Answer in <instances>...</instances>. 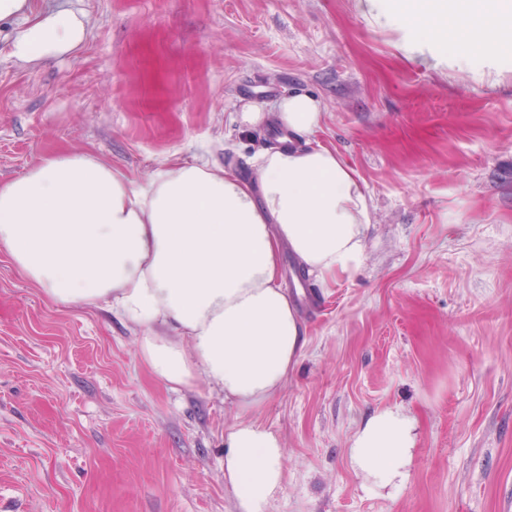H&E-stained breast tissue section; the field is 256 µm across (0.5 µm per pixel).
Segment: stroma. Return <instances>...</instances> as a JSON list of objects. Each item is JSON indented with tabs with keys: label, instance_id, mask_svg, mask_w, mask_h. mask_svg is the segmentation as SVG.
<instances>
[{
	"label": "stroma",
	"instance_id": "stroma-1",
	"mask_svg": "<svg viewBox=\"0 0 512 512\" xmlns=\"http://www.w3.org/2000/svg\"><path fill=\"white\" fill-rule=\"evenodd\" d=\"M84 48L17 65L0 36V181L81 150L142 181L174 161L250 178L275 141L243 106L319 97L372 198L353 277L306 281L307 344L255 415L281 439L270 512H512V46L499 74L434 57L369 0H78ZM418 421L407 483L366 490L350 439ZM204 383L170 391L135 333L51 305L0 254V512H233Z\"/></svg>",
	"mask_w": 512,
	"mask_h": 512
}]
</instances>
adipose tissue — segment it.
I'll return each instance as SVG.
<instances>
[{
    "label": "adipose tissue",
    "instance_id": "1",
    "mask_svg": "<svg viewBox=\"0 0 512 512\" xmlns=\"http://www.w3.org/2000/svg\"><path fill=\"white\" fill-rule=\"evenodd\" d=\"M378 20L402 24L438 56L495 62L512 44V0H372ZM10 57L37 65L77 53L88 38L71 0H0ZM324 107L291 92L236 120L281 135L246 181L210 163L172 162L143 183L86 151L43 157L0 181V253L58 305L112 312L134 327L141 361L163 386L204 382L235 410L224 430V483L236 512H269L284 479V446L255 421L283 390L307 340L279 281V251L327 281L353 276L372 223L363 179L324 145ZM417 443L415 419L383 408L350 439L352 468L369 490L401 488Z\"/></svg>",
    "mask_w": 512,
    "mask_h": 512
}]
</instances>
